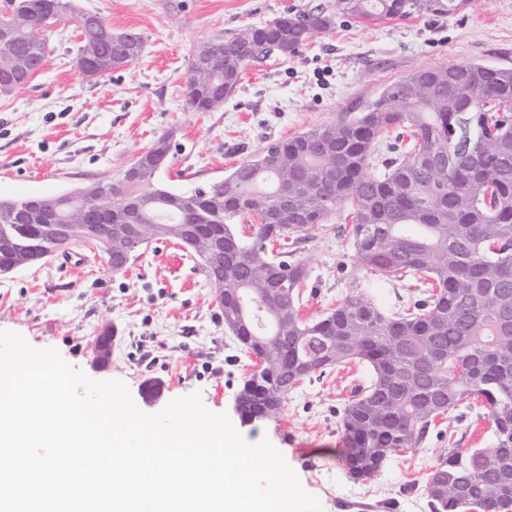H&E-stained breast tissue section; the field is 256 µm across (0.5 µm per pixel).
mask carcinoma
I'll use <instances>...</instances> for the list:
<instances>
[{
	"label": "carcinoma",
	"instance_id": "carcinoma-1",
	"mask_svg": "<svg viewBox=\"0 0 512 512\" xmlns=\"http://www.w3.org/2000/svg\"><path fill=\"white\" fill-rule=\"evenodd\" d=\"M459 0H334L295 14L248 26L227 40L192 50L185 105L213 112L238 87L253 61L296 55L336 15L390 20L410 12L449 14ZM75 23L79 51L89 56L83 72L92 83L134 64L145 38L135 29L115 31L95 11H72L68 0H6L0 26V91L26 86L47 57V32ZM410 72L387 85L360 112L304 130L265 146L224 177L194 188L187 198L160 181L170 164L169 135L159 136L112 181L77 190L79 207L67 223L141 224L146 242L107 260H135L154 240L180 242L176 224L210 215L211 230L235 242L224 256V328L259 361L236 396L241 421L276 418L291 391L289 381L311 379L297 365L352 361L370 371L339 414L340 462L355 481H368L386 460L415 448L437 420L434 399L450 410L481 405L492 432L483 448H450L433 466L426 485L430 512H512V69L455 63ZM397 132L399 157L377 173V143ZM438 157L457 161L435 168ZM485 167L487 185L460 187L459 167ZM126 197L116 206L112 194ZM59 200L0 198V267L37 262L26 251L36 234L46 249L68 250L71 240L43 227L38 214ZM348 207L357 267L387 278H412L425 288L413 304L390 313L362 292L350 291L319 319L300 311L308 259L277 251L275 244L311 238L312 228ZM252 218L244 240L236 224ZM280 299L268 315L286 313L271 341L241 326V301L259 315L272 280Z\"/></svg>",
	"mask_w": 512,
	"mask_h": 512
}]
</instances>
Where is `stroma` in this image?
<instances>
[{
    "label": "stroma",
    "mask_w": 512,
    "mask_h": 512,
    "mask_svg": "<svg viewBox=\"0 0 512 512\" xmlns=\"http://www.w3.org/2000/svg\"><path fill=\"white\" fill-rule=\"evenodd\" d=\"M307 2L184 0L179 10L175 0H72L113 29L140 31L143 53L130 67L90 83L75 65L80 36L73 24L51 29L41 72L21 89L0 92V197L55 196L111 179L162 134L170 135L174 153L167 183L191 190L225 177L269 142L358 111L411 71L466 62L512 68V0H471L452 14L381 23L340 16L298 55L251 64L222 108L186 110L195 46L298 12ZM347 215L337 209L295 246L310 267L300 300L304 317L323 316L354 289L386 311L418 300L416 281L356 266L341 237L350 228ZM108 326L112 360L102 369L89 344ZM0 330L21 334L34 348L56 349L91 379L123 381L149 414L198 390L208 410L235 416V397L252 368L224 329L214 288L171 241L152 242L120 274L105 272L89 251L73 268L58 255L0 275ZM369 377L357 362L327 369L292 390L277 419L237 430L248 443L266 439L280 450L324 512H430L425 488L438 455L488 445L492 433L479 408L459 406L436 422L425 443L392 456L372 480L353 481L336 457V422ZM150 378L164 383L155 401L141 393Z\"/></svg>",
    "instance_id": "1"
}]
</instances>
